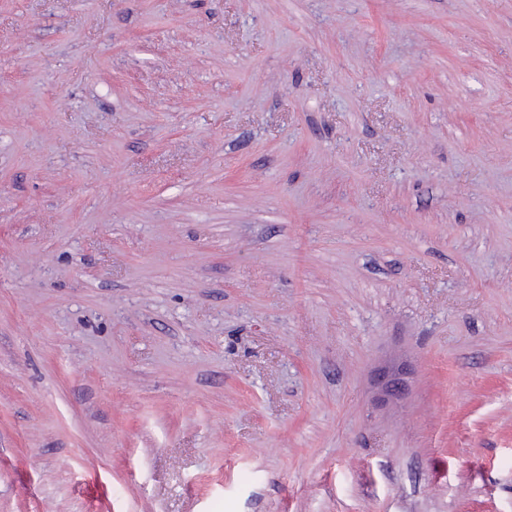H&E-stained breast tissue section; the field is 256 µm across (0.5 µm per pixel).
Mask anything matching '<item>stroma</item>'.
I'll return each mask as SVG.
<instances>
[{"label": "stroma", "instance_id": "stroma-1", "mask_svg": "<svg viewBox=\"0 0 512 512\" xmlns=\"http://www.w3.org/2000/svg\"><path fill=\"white\" fill-rule=\"evenodd\" d=\"M0 512H512V0H0Z\"/></svg>", "mask_w": 512, "mask_h": 512}]
</instances>
